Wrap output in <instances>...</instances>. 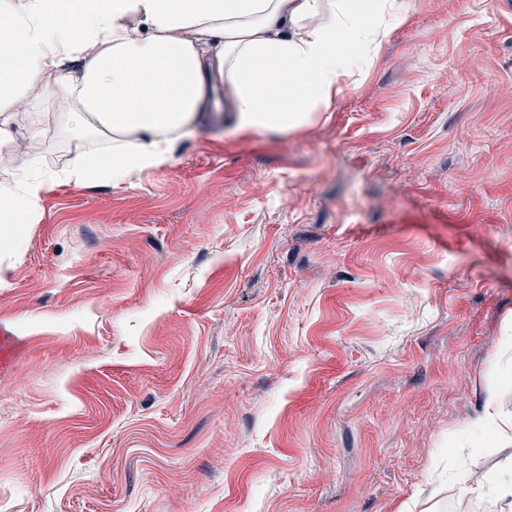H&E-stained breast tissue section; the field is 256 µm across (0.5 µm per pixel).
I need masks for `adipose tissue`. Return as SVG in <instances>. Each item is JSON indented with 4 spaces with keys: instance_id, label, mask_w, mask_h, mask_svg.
I'll return each mask as SVG.
<instances>
[{
    "instance_id": "1",
    "label": "adipose tissue",
    "mask_w": 512,
    "mask_h": 512,
    "mask_svg": "<svg viewBox=\"0 0 512 512\" xmlns=\"http://www.w3.org/2000/svg\"><path fill=\"white\" fill-rule=\"evenodd\" d=\"M0 148L14 120L42 141L72 133V181L125 184L165 163L216 90L241 131L293 132L328 110L372 60L405 0H0ZM83 62L80 73L65 61ZM42 90L56 102L23 106ZM49 178L26 165L0 181V222L37 214Z\"/></svg>"
}]
</instances>
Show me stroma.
Masks as SVG:
<instances>
[{"label":"stroma","mask_w":512,"mask_h":512,"mask_svg":"<svg viewBox=\"0 0 512 512\" xmlns=\"http://www.w3.org/2000/svg\"><path fill=\"white\" fill-rule=\"evenodd\" d=\"M408 19L306 128L54 173L0 251V512H512V0ZM478 428L487 435L502 440L512 439V417L505 416L499 410L496 395L490 393L485 401L482 418L477 422ZM480 494L497 500L512 499V462L505 464L476 489Z\"/></svg>","instance_id":"35a3bbf8"}]
</instances>
